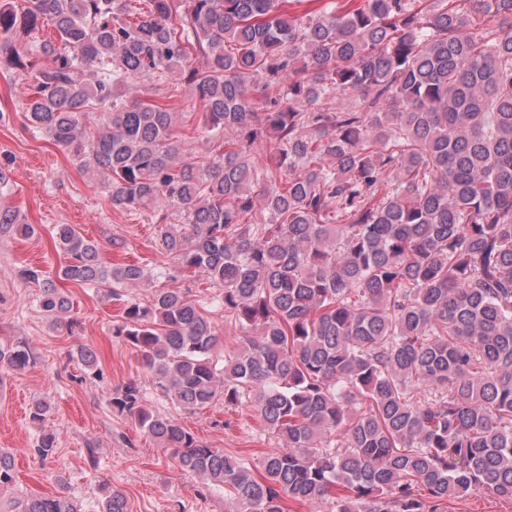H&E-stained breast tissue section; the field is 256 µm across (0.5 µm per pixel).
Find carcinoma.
I'll list each match as a JSON object with an SVG mask.
<instances>
[{"label":"carcinoma","mask_w":512,"mask_h":512,"mask_svg":"<svg viewBox=\"0 0 512 512\" xmlns=\"http://www.w3.org/2000/svg\"><path fill=\"white\" fill-rule=\"evenodd\" d=\"M0 0V71L26 90L24 126L103 177L113 209L153 213L178 271L218 293L156 288L126 300L114 334L187 408L250 405L284 443L255 474L152 410L111 393L181 468L224 490L226 512H438L512 501V0ZM55 36H43L44 28ZM184 81L202 109L194 158ZM358 96L347 106L345 98ZM35 231L0 209V233ZM59 275L139 284L73 224ZM42 312L69 301L43 288ZM225 334L241 336L223 350ZM35 363L0 345V370ZM15 459L0 448V490ZM97 512H130L109 485ZM0 512H85L30 495ZM443 512H512V502L471 496L448 500Z\"/></svg>","instance_id":"carcinoma-1"}]
</instances>
